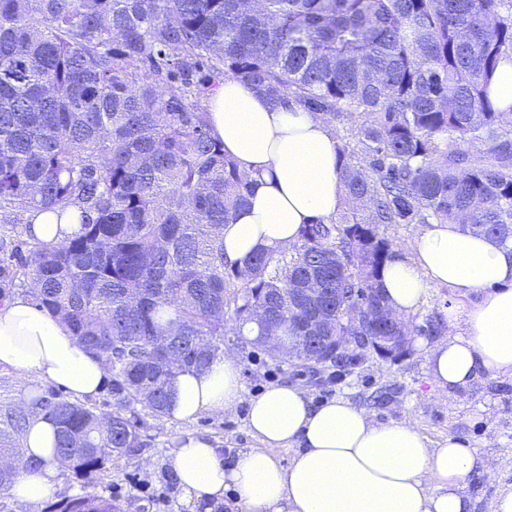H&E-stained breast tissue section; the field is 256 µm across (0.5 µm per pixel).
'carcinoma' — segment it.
I'll use <instances>...</instances> for the list:
<instances>
[{
    "mask_svg": "<svg viewBox=\"0 0 512 512\" xmlns=\"http://www.w3.org/2000/svg\"><path fill=\"white\" fill-rule=\"evenodd\" d=\"M512 53V0H0V217L77 212L61 243L0 238V299L32 301L112 378L110 410L37 398L73 475L146 446L140 404L203 370L224 336H334L361 300H385L384 224H451L512 242V107L491 77ZM226 77L323 115L336 136L343 211L285 249L224 261V225L251 184L194 99ZM324 313L331 328L311 330ZM402 319L398 336H438ZM374 345L331 358L354 369ZM0 428V491L16 451ZM50 512H118L82 490Z\"/></svg>",
    "mask_w": 512,
    "mask_h": 512,
    "instance_id": "cac0c4a2",
    "label": "carcinoma"
}]
</instances>
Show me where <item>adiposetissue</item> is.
Returning <instances> with one entry per match:
<instances>
[{"label":"adipose tissue","instance_id":"adipose-tissue-1","mask_svg":"<svg viewBox=\"0 0 512 512\" xmlns=\"http://www.w3.org/2000/svg\"><path fill=\"white\" fill-rule=\"evenodd\" d=\"M208 124L252 184L247 204L224 227V255L242 261L254 248L293 245L301 225L328 221L343 199L336 138L326 121L294 105L273 104L250 85L227 78L210 93ZM475 296L450 318L447 342L426 352L428 377L443 390L481 374L512 376V243L499 245L457 224H429L409 255L394 256L380 286L394 313H414L430 286ZM0 366L62 387L77 398L103 392L111 378L58 319L14 295L0 302ZM243 385L235 356L218 355L204 370H187L168 385V413L191 421L233 410ZM23 392L29 418L23 465L8 490L16 512L56 490L61 464L55 427ZM247 426L259 445L225 463L209 437L190 435L171 467L192 498H223L233 489L242 512H474L464 491L470 475L494 477L493 457L450 437L430 445L409 421L374 423L344 399L313 404L298 384L272 385L250 399ZM291 448L289 463L274 449Z\"/></svg>","mask_w":512,"mask_h":512}]
</instances>
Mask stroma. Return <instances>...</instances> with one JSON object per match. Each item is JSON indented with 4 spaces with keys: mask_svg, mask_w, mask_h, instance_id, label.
<instances>
[{
    "mask_svg": "<svg viewBox=\"0 0 512 512\" xmlns=\"http://www.w3.org/2000/svg\"><path fill=\"white\" fill-rule=\"evenodd\" d=\"M411 342L407 353L397 360L377 356L352 371L335 377L327 372L275 364L252 345L226 337L224 350L237 357L243 384L242 399L236 409L224 414H203L193 421L164 415L156 417L143 407L135 416L143 423L145 448L113 464L107 475L92 483V491L112 498L120 512H239L232 491L218 502L202 504L190 498L180 486L171 485L170 457L180 439L189 435L209 437L224 457H235L243 448L257 447L249 433L245 415L249 400L264 388L276 384L300 383L307 387L313 403L343 398L368 407L376 423L412 420L431 444L453 435L477 451L498 459L494 479L471 477L465 484L476 512H491V503L500 489L512 485V377L485 374L471 385L451 392L428 381L425 345ZM494 444H487V437Z\"/></svg>",
    "mask_w": 512,
    "mask_h": 512,
    "instance_id": "obj_1",
    "label": "stroma"
}]
</instances>
